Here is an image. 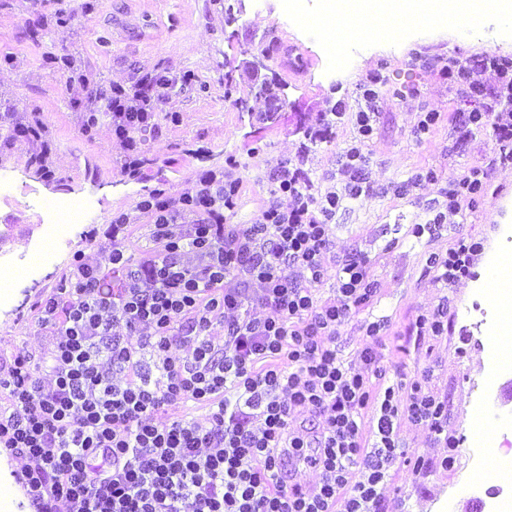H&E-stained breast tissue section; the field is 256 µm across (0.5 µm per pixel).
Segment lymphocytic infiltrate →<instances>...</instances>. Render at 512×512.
<instances>
[{"instance_id": "f902f5d3", "label": "lymphocytic infiltrate", "mask_w": 512, "mask_h": 512, "mask_svg": "<svg viewBox=\"0 0 512 512\" xmlns=\"http://www.w3.org/2000/svg\"><path fill=\"white\" fill-rule=\"evenodd\" d=\"M480 67L497 80L472 81L459 66V94L483 108L453 121L491 124L494 162L512 166V60ZM78 84L95 105L86 128L109 116L128 150L124 170L138 174L141 136L158 130L172 81L147 73L106 94ZM367 164L349 148L340 189L319 194L301 165L278 162L249 224L232 221L243 180L231 167L176 197L148 193L136 205L150 219L139 255L128 213L90 230L96 260L75 256L35 305L50 348L18 350L0 374V450L21 460L33 512H383L391 471L409 459L400 419L437 441L447 415L419 381L376 386L386 368L374 348L361 350L358 369L336 349L380 289L361 250L325 262L343 201L374 191ZM489 176L475 166L450 181L435 223L461 215ZM480 249L457 238L431 258L435 282L468 278ZM330 274L336 295L319 299ZM291 464L319 471V483L291 482Z\"/></svg>"}]
</instances>
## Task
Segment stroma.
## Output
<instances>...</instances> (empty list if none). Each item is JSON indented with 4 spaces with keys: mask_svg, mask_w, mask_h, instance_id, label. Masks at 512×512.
Listing matches in <instances>:
<instances>
[{
    "mask_svg": "<svg viewBox=\"0 0 512 512\" xmlns=\"http://www.w3.org/2000/svg\"><path fill=\"white\" fill-rule=\"evenodd\" d=\"M285 0H0V113H23L40 125L46 146L42 163L35 151L10 138L0 127V171H19L17 187L0 190V261L30 253L45 230V211L36 199L78 197L90 201L84 223L71 225L56 251L31 276L19 278L7 301L0 303V367L10 364L17 348L40 353L48 346L33 311L69 265L74 252L95 258L98 246L89 230L110 223L118 212L136 213L139 198L154 189L177 196L205 170L235 166L243 179L233 220L254 222L268 195L270 170L283 159H302L315 190L330 187L344 150L355 136L360 87L373 74L386 76L378 103L377 130L363 147L369 159L373 194L344 203L332 220L335 253L359 248L372 261L380 283L373 316L386 317L378 338L364 336L350 322L338 339L341 355L360 366L362 349L383 356L386 383L398 373L416 378L448 400V436L456 442L453 467L422 427L401 421L400 438L413 456L429 460L422 471L401 464L385 489L386 512H477L486 501L490 481L473 482L468 447L474 399L489 416L512 419V372L485 388L488 361L485 343L490 326L478 325L475 309L482 298L472 280L446 288L433 279L427 260L446 254L461 236L480 242L475 264L482 272L492 252L503 250L512 234V167L494 169L478 203L454 223L432 226L442 202V188L474 166H489L494 157L491 127L459 140L454 112L475 109L462 99L449 72L458 61L485 56L512 58V46L487 38L423 33L397 45H348L342 58L328 54L323 39L310 35L299 19L288 16ZM299 46L312 64L306 72H287L275 52L276 41ZM72 54L78 73L92 84L132 85L150 71L172 76L191 73L190 83L176 88L164 104L177 113L160 132L146 136V163L138 176L124 172L125 149L109 123L83 131L84 106L74 105L73 90L51 61L60 48ZM275 92L277 108L257 96L259 82ZM344 116L332 123L322 142L301 153L304 134L334 104ZM424 112L439 118L428 134L415 137ZM431 169L437 178L412 184ZM423 234H416V225ZM448 303V333L417 335L419 313Z\"/></svg>",
    "mask_w": 512,
    "mask_h": 512,
    "instance_id": "35a3bbf8",
    "label": "stroma"
}]
</instances>
